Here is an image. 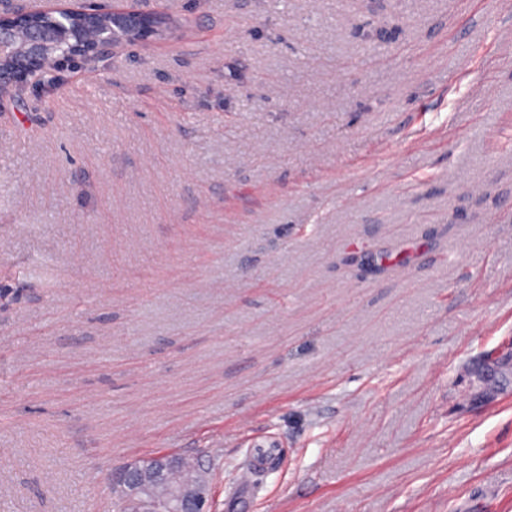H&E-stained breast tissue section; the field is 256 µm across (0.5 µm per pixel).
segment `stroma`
Wrapping results in <instances>:
<instances>
[{"mask_svg": "<svg viewBox=\"0 0 512 512\" xmlns=\"http://www.w3.org/2000/svg\"><path fill=\"white\" fill-rule=\"evenodd\" d=\"M81 4L165 27L0 90V512H512V12ZM152 467L144 470L138 461H134L112 477V496L114 499L127 500L133 509L130 512H208V492L210 470L200 459H190L173 454L155 456ZM180 465L191 466L190 470L173 472V482H170V471ZM188 480V481H185ZM160 484L168 485V495L157 497L154 487ZM125 500L113 503V512H128Z\"/></svg>", "mask_w": 512, "mask_h": 512, "instance_id": "stroma-1", "label": "stroma"}]
</instances>
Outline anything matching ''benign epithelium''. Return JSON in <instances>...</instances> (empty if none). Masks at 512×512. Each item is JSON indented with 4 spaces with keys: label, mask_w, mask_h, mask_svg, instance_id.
<instances>
[{
    "label": "benign epithelium",
    "mask_w": 512,
    "mask_h": 512,
    "mask_svg": "<svg viewBox=\"0 0 512 512\" xmlns=\"http://www.w3.org/2000/svg\"><path fill=\"white\" fill-rule=\"evenodd\" d=\"M52 14L54 23L32 28L19 27L12 14L0 13V88L37 76L38 66L61 60L60 49L68 47L94 64L124 40L142 42L155 33L149 20L138 12H106L93 19L85 9L59 3L43 4L24 15ZM189 466L195 472L191 480L170 482V471ZM210 470L200 459L173 454L154 457L145 470L134 461L112 477V496L127 500L131 512H208ZM168 485L165 498L156 496L154 487Z\"/></svg>",
    "instance_id": "obj_1"
}]
</instances>
